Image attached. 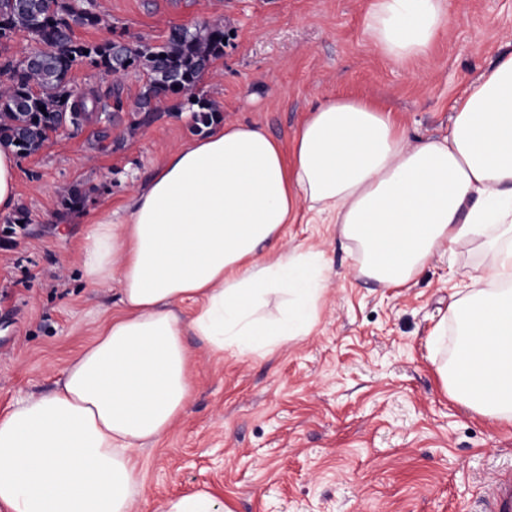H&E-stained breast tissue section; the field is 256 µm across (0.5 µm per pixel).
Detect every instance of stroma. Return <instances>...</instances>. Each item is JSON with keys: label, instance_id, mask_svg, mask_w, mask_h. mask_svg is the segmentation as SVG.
<instances>
[{"label": "stroma", "instance_id": "obj_1", "mask_svg": "<svg viewBox=\"0 0 512 512\" xmlns=\"http://www.w3.org/2000/svg\"><path fill=\"white\" fill-rule=\"evenodd\" d=\"M371 0H96L99 25L77 39L162 43L175 26H224L229 39L200 94L226 124L251 123L289 144L329 95L391 110L410 142L447 133L449 100L512 52V0H450L429 57L387 59L364 33ZM118 120L51 134L18 158L26 224L0 213V412L50 393L117 302L88 287L81 249L94 217L125 204L175 147L197 138L169 109L128 131ZM76 189L79 208L62 193ZM322 254V295L305 336L252 354L216 353L187 336L191 397L137 457L145 494L134 512L208 490L228 512H484L488 486L512 470V422L455 399L437 372L456 337L457 273L476 246L387 288L359 272L360 254L335 224H291L283 248Z\"/></svg>", "mask_w": 512, "mask_h": 512}]
</instances>
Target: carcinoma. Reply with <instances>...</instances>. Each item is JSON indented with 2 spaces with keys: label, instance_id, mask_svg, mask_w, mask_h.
I'll return each mask as SVG.
<instances>
[{
  "label": "carcinoma",
  "instance_id": "obj_1",
  "mask_svg": "<svg viewBox=\"0 0 512 512\" xmlns=\"http://www.w3.org/2000/svg\"><path fill=\"white\" fill-rule=\"evenodd\" d=\"M100 22L94 0H0V41L22 31L36 43L24 57L0 62V77H5L0 80V146L29 156L62 124L77 131L92 116L104 124L100 136H109L116 114L127 108L120 78L131 71L144 72L146 83L131 111L130 129L152 122L171 101L190 113L197 130L221 119L218 106L195 89L212 63L224 56V27L174 26L160 45L127 41L122 52L128 64L117 70L116 41L86 44L73 39V27ZM78 63L114 78L111 102L102 106L95 92L70 83L68 74Z\"/></svg>",
  "mask_w": 512,
  "mask_h": 512
}]
</instances>
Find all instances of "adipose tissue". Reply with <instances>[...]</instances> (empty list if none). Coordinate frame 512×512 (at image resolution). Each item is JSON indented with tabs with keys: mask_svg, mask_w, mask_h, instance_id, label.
Instances as JSON below:
<instances>
[{
	"mask_svg": "<svg viewBox=\"0 0 512 512\" xmlns=\"http://www.w3.org/2000/svg\"><path fill=\"white\" fill-rule=\"evenodd\" d=\"M449 0H373L365 32L386 57H427ZM446 135L408 143L390 110L348 96L313 107L289 146L255 125H216L172 151L131 198L95 218L81 262L120 285L117 313L55 390L0 415V512H133L134 454L185 411L192 333L246 354L307 335L321 297L288 224H337L360 272L400 287L428 262L478 245L451 306L457 345L440 375L461 403L512 421V53L453 101ZM281 295L277 319L261 316Z\"/></svg>",
	"mask_w": 512,
	"mask_h": 512,
	"instance_id": "obj_1",
	"label": "adipose tissue"
}]
</instances>
